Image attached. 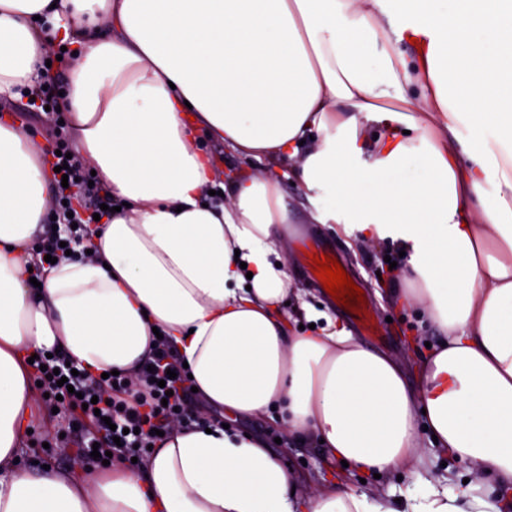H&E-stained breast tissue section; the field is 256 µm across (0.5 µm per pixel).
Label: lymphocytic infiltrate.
Wrapping results in <instances>:
<instances>
[{"label": "lymphocytic infiltrate", "mask_w": 512, "mask_h": 512, "mask_svg": "<svg viewBox=\"0 0 512 512\" xmlns=\"http://www.w3.org/2000/svg\"><path fill=\"white\" fill-rule=\"evenodd\" d=\"M55 122V147L53 166H67L69 183L67 187H55L53 208L56 214H71L74 226L68 229L66 237H52L44 240L51 256H58L62 244L73 245L81 236L80 227L92 223L94 213L101 205L112 202L111 195L101 184L91 183V172L85 164L71 156V148L65 138L63 115L53 112ZM79 192L84 199L82 211L69 212L66 201L72 192ZM40 363L46 364V371L36 374L43 392L50 396H61V408L75 413L76 424L71 432L83 453L112 452L125 458L144 459L150 446L156 445L159 432L169 431L175 424L191 423L192 417L184 408L186 389L184 379L178 371L180 364L167 339L157 340L146 368L140 369L136 378L127 375L102 378L86 371L72 373L65 354L40 356ZM58 370L67 377V386L58 385L56 379L47 377V370ZM175 371V378H168V371ZM95 401V409H83V402Z\"/></svg>", "instance_id": "f902f5d3"}]
</instances>
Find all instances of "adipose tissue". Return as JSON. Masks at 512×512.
Returning a JSON list of instances; mask_svg holds the SVG:
<instances>
[{
    "mask_svg": "<svg viewBox=\"0 0 512 512\" xmlns=\"http://www.w3.org/2000/svg\"><path fill=\"white\" fill-rule=\"evenodd\" d=\"M70 61L75 153L122 209L43 264L51 171L0 123V512H503L512 486V0H0V96ZM260 162L213 200L208 143ZM358 246L404 250L399 304L436 331L417 372L302 303L285 181ZM44 273L40 291L26 286ZM207 408L275 414L355 472L409 469L398 503L310 485L264 439L204 417L142 469L16 467L41 410L26 360L135 374L156 334ZM468 463L449 495L422 435Z\"/></svg>",
    "mask_w": 512,
    "mask_h": 512,
    "instance_id": "adipose-tissue-1",
    "label": "adipose tissue"
}]
</instances>
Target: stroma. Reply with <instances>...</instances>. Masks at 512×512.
Returning a JSON list of instances; mask_svg holds the SVG:
<instances>
[{
  "label": "stroma",
  "mask_w": 512,
  "mask_h": 512,
  "mask_svg": "<svg viewBox=\"0 0 512 512\" xmlns=\"http://www.w3.org/2000/svg\"><path fill=\"white\" fill-rule=\"evenodd\" d=\"M287 202L289 221L296 224L304 233L303 239L293 240L288 244L291 256H298L302 240H309L335 252L348 268L349 273L363 289L370 308L368 313L375 328L373 334H365L359 324L344 310L334 306L326 297L323 290L310 279L305 269L298 264L292 265L291 272L299 287L308 289L309 303L336 316L346 324L355 336L363 338L364 342L380 349L398 352L408 344H415L417 356L427 352L426 344L431 341L433 328L422 324L421 317L416 311L402 309L394 302L390 290L394 277L389 271L385 257L390 250L387 246H379L367 251L351 252L347 249L346 236L343 231H334L319 224L312 223L307 210L306 191L300 186H288ZM70 416L67 413H52L44 409L36 419L29 435L34 446L21 453L18 466L24 470H35L36 466L47 465L56 469H68L82 460V450L71 440L65 439ZM238 427L244 432H262L266 440H279V449L289 462L293 471L304 477L315 479L330 477L331 472L319 449L309 444L288 443L282 441L281 428L268 418H254L239 421ZM351 488L358 493L377 492L404 498L405 495L422 497L425 488L410 473H403L401 478H382L360 480L359 476L350 479Z\"/></svg>",
  "instance_id": "stroma-1"
}]
</instances>
